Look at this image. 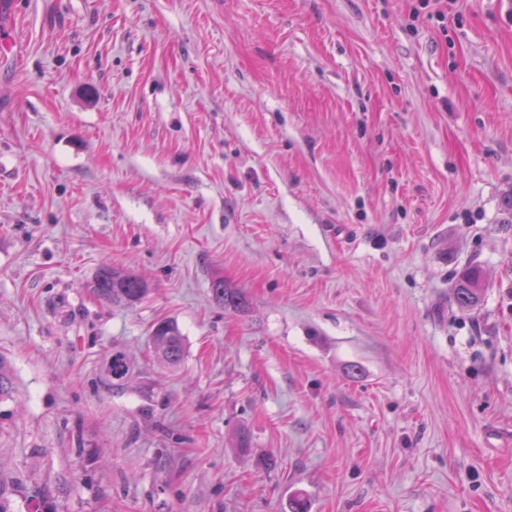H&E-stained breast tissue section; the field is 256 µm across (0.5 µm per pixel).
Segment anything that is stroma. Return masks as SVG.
Returning <instances> with one entry per match:
<instances>
[{"mask_svg": "<svg viewBox=\"0 0 512 512\" xmlns=\"http://www.w3.org/2000/svg\"><path fill=\"white\" fill-rule=\"evenodd\" d=\"M447 3L10 0L8 512H512V0ZM91 294L116 307H132L149 292L148 284L131 271L101 265L89 281ZM484 278L482 269L476 265L464 268L453 286V299L460 310L476 306L482 296ZM212 300L224 310L244 312L248 307L245 294L238 288H230L223 279H216L211 284ZM154 355L171 367L179 366L185 355L184 337L178 327L169 321L157 322L152 329ZM133 363L126 349L112 346L104 358L101 385L112 394H121L128 387L132 375Z\"/></svg>", "mask_w": 512, "mask_h": 512, "instance_id": "1", "label": "stroma"}]
</instances>
